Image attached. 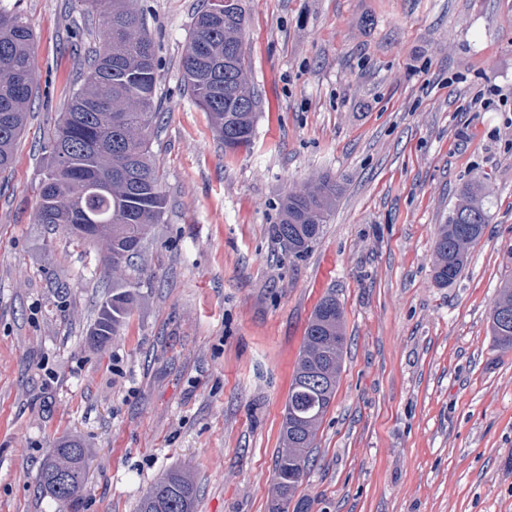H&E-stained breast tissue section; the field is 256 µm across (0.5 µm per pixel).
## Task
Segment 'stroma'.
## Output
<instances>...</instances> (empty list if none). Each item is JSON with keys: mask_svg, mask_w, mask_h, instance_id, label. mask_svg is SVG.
Wrapping results in <instances>:
<instances>
[{"mask_svg": "<svg viewBox=\"0 0 512 512\" xmlns=\"http://www.w3.org/2000/svg\"><path fill=\"white\" fill-rule=\"evenodd\" d=\"M160 68L152 144L166 197L117 335L104 242L36 223L47 134L102 41L90 0H0L36 34L25 134L0 173V512H136L177 468L196 512H270L308 319L335 295L336 397L288 512H512V350L488 317L512 279V0H250L260 99L234 155L190 96L181 55L207 0H136ZM342 193L304 257L279 203L322 177ZM480 182L490 222L453 284L433 243ZM87 450L77 509L41 494L60 442Z\"/></svg>", "mask_w": 512, "mask_h": 512, "instance_id": "stroma-1", "label": "stroma"}]
</instances>
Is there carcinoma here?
I'll return each mask as SVG.
<instances>
[{
    "label": "carcinoma",
    "mask_w": 512,
    "mask_h": 512,
    "mask_svg": "<svg viewBox=\"0 0 512 512\" xmlns=\"http://www.w3.org/2000/svg\"><path fill=\"white\" fill-rule=\"evenodd\" d=\"M102 7L104 43L88 58L83 80L48 139L51 166L41 185L35 219L61 228L78 241L106 243L112 272V299L101 308L92 331L103 343L130 313L139 281L129 273L153 225L161 222L165 196L150 150L159 118L154 43L133 0H93ZM231 14L198 12L181 56L188 90L209 112L224 151L252 143L257 108L245 110L243 96L256 97L247 81V61L237 54L244 38L243 0ZM35 36L20 14L0 7V172L10 168L13 149L24 132L35 92ZM341 192L328 178L288 193L281 202L276 238L296 258L320 239ZM486 187H466L448 222L438 225L433 277L455 282L469 260V248L489 224ZM491 335L501 350L512 349V280L499 288L489 313ZM346 342L343 308L333 295L315 307L288 393L275 472L271 512H288L309 471L318 431L336 397ZM86 449L66 440L52 450L38 482L62 504L80 500L85 488ZM197 489L181 470L163 474L139 501L136 512H195Z\"/></svg>",
    "instance_id": "1"
}]
</instances>
